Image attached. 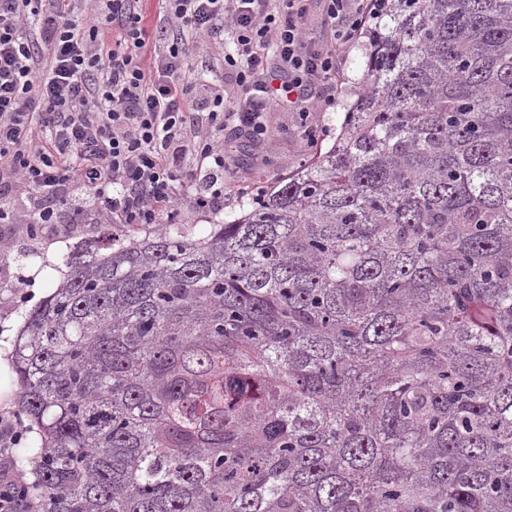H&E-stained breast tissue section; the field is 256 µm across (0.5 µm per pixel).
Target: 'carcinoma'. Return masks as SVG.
Returning <instances> with one entry per match:
<instances>
[{
    "label": "carcinoma",
    "mask_w": 512,
    "mask_h": 512,
    "mask_svg": "<svg viewBox=\"0 0 512 512\" xmlns=\"http://www.w3.org/2000/svg\"><path fill=\"white\" fill-rule=\"evenodd\" d=\"M332 143L89 238L10 359L35 512H512V0H386Z\"/></svg>",
    "instance_id": "cac0c4a2"
}]
</instances>
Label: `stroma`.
Returning a JSON list of instances; mask_svg holds the SVG:
<instances>
[{"label":"stroma","mask_w":512,"mask_h":512,"mask_svg":"<svg viewBox=\"0 0 512 512\" xmlns=\"http://www.w3.org/2000/svg\"><path fill=\"white\" fill-rule=\"evenodd\" d=\"M366 58L362 45H355L343 63L344 80L336 102L328 109L312 112L307 122H300L296 113L275 109L267 115L270 147L261 153L247 139L240 138L233 143L234 165L226 171L224 180L233 193L221 198L213 210H196L192 201H185L177 223L192 225L195 233H202L207 224L218 220L230 221L239 216L243 205L276 180L287 177L295 171L304 159L326 147L329 136L336 130L341 112L349 102L348 91L358 82L365 71ZM312 129L315 138L307 140L304 131ZM90 207L83 189H72L68 197L67 214L72 224L67 234L59 237H45L35 242H23L16 238L10 225L0 223V252L8 255L10 273L25 270L19 256L37 249L47 256L73 250L84 241L79 220L89 214ZM21 308L14 305V291L0 287V411L10 413L17 410L18 385L13 372L9 352L22 324Z\"/></svg>","instance_id":"1"}]
</instances>
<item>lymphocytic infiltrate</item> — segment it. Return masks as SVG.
I'll list each match as a JSON object with an SVG mask.
<instances>
[{
  "mask_svg": "<svg viewBox=\"0 0 512 512\" xmlns=\"http://www.w3.org/2000/svg\"><path fill=\"white\" fill-rule=\"evenodd\" d=\"M0 0V192L24 187L62 199L88 192L115 224L174 218L194 168L210 186L197 209L223 197L231 138L267 146V114L308 117L332 105L343 55L377 16L378 0H327L328 43L307 40L306 0H162L168 23L152 48L142 0ZM224 48L223 87L188 75L193 52ZM21 439L0 414V512H31L9 460Z\"/></svg>",
  "mask_w": 512,
  "mask_h": 512,
  "instance_id": "obj_1",
  "label": "lymphocytic infiltrate"
}]
</instances>
